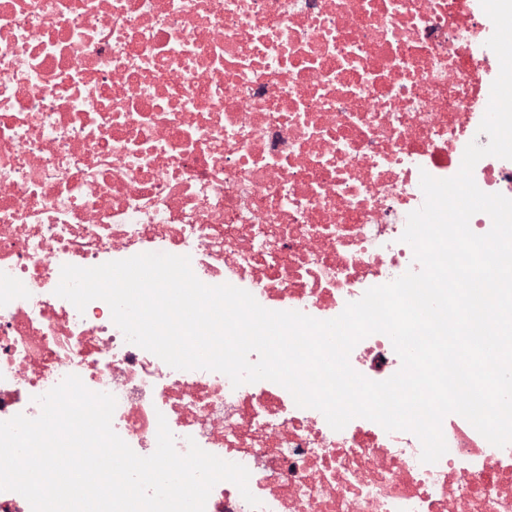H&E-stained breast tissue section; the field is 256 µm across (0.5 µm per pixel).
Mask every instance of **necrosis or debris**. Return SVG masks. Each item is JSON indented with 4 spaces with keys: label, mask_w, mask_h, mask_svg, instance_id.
I'll use <instances>...</instances> for the list:
<instances>
[{
    "label": "necrosis or debris",
    "mask_w": 512,
    "mask_h": 512,
    "mask_svg": "<svg viewBox=\"0 0 512 512\" xmlns=\"http://www.w3.org/2000/svg\"><path fill=\"white\" fill-rule=\"evenodd\" d=\"M472 0H0V421L36 418L68 375L112 394L114 431L152 454L159 419L250 472L205 512H512V444L466 419L420 460L412 433L333 430L271 381L176 370L109 305L55 295L63 265L160 252L266 309L337 317L415 268L421 173L454 176L499 74ZM512 198V160L481 159ZM373 381L401 361L356 344Z\"/></svg>",
    "instance_id": "1"
}]
</instances>
